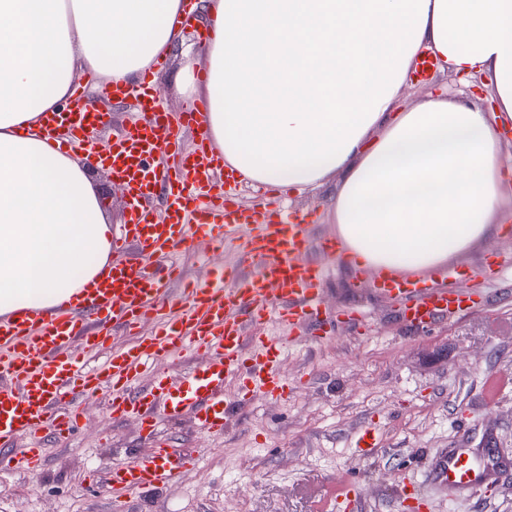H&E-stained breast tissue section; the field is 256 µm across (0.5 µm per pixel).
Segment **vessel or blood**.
Instances as JSON below:
<instances>
[{
    "label": "vessel or blood",
    "mask_w": 512,
    "mask_h": 512,
    "mask_svg": "<svg viewBox=\"0 0 512 512\" xmlns=\"http://www.w3.org/2000/svg\"><path fill=\"white\" fill-rule=\"evenodd\" d=\"M141 111L106 150L89 146L93 161L105 164L124 182L128 214L112 248H134L136 261L104 268L78 302L65 301L52 312L32 310L0 320V470L39 475L46 459L38 442L45 436L73 435L80 418L78 401L108 393L112 419L136 420L155 435L159 422L193 416L204 433H223L231 403L228 383L242 381L241 401L281 400L289 387L280 373V343L262 335L275 323L296 331L317 325L323 313L327 258L334 240H313L306 225L284 210L256 214L241 209L222 179L223 159L213 154L203 128L204 103H196L171 122L157 89L137 90ZM108 115L75 104L47 115L41 133L53 138L67 126L70 140L83 143L85 129L103 125ZM197 130L193 148L180 162L163 164L177 152L175 126ZM166 209L157 212L156 202ZM193 240L236 248L241 264L233 273L174 297L168 282L176 276L174 256ZM377 293L400 300V317L418 331L474 307L477 296L441 286L431 278L408 279L394 272L373 278ZM178 313L161 316L163 306ZM154 322L153 331L125 347H112L110 327ZM258 334H250V327ZM108 351L107 361L91 367L72 348ZM180 350L195 362L182 376L163 372L146 377L151 365ZM197 457L158 442L152 454L114 463L105 484L114 501L142 489L163 488L196 468ZM492 457L466 448H446L436 457L429 488L475 495L496 479Z\"/></svg>",
    "instance_id": "b4317fda"
}]
</instances>
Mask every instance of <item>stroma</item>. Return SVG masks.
I'll return each mask as SVG.
<instances>
[{
    "label": "stroma",
    "mask_w": 512,
    "mask_h": 512,
    "mask_svg": "<svg viewBox=\"0 0 512 512\" xmlns=\"http://www.w3.org/2000/svg\"><path fill=\"white\" fill-rule=\"evenodd\" d=\"M202 44V34L187 27L173 46L157 81L166 111L184 110L176 77L186 60L204 67ZM85 79L76 73L82 104L112 114L111 125L94 136L110 141L133 112L99 99ZM469 85L467 76L450 72L417 78L399 104H416L434 90L457 97ZM333 195L330 185L288 194L289 209L306 219L312 238L335 235ZM496 254L512 256V223L453 261L483 301L427 334L401 320L395 301L359 285L349 264H332L325 329L295 340L287 329L267 330L284 340L287 399L234 407L220 437L199 432L185 416L161 424L152 438L135 422L112 421L105 397L85 401L79 431L50 441L40 476L0 474V512H113L107 488L87 483L88 471L150 455L160 440L198 455L199 463L171 487L131 494L124 512H329L340 476L356 480L358 512H409L401 487L425 486L441 449L490 447L512 461V267L493 269ZM179 261L182 289L232 268L238 255L195 241ZM351 308L366 313V328L337 322V314ZM364 424L375 425L382 442L370 459L355 448V431ZM432 505L433 512H512V470L480 497L448 492L434 496Z\"/></svg>",
    "instance_id": "obj_1"
}]
</instances>
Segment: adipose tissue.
Instances as JSON below:
<instances>
[{
	"instance_id": "ef3b65f1",
	"label": "adipose tissue",
	"mask_w": 512,
	"mask_h": 512,
	"mask_svg": "<svg viewBox=\"0 0 512 512\" xmlns=\"http://www.w3.org/2000/svg\"><path fill=\"white\" fill-rule=\"evenodd\" d=\"M207 134L255 185L335 182L354 268L422 275L501 234L512 0H202ZM181 0H0V317L50 311L109 264L84 162L34 129L76 70L134 86L180 36ZM490 80L492 103L392 107L421 50ZM30 128L19 136L21 128Z\"/></svg>"
}]
</instances>
